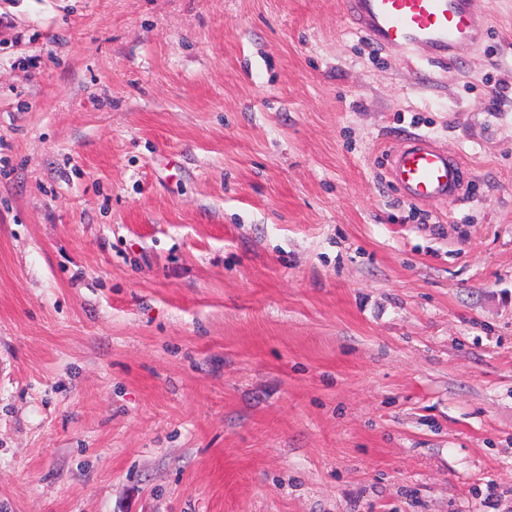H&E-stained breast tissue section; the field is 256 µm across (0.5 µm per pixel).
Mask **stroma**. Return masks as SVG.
Wrapping results in <instances>:
<instances>
[{
  "instance_id": "obj_1",
  "label": "stroma",
  "mask_w": 512,
  "mask_h": 512,
  "mask_svg": "<svg viewBox=\"0 0 512 512\" xmlns=\"http://www.w3.org/2000/svg\"><path fill=\"white\" fill-rule=\"evenodd\" d=\"M0 0V512H512V0ZM428 80H419V72ZM416 132L467 191L406 200ZM357 30L377 50L404 61L461 60L481 42L487 15L477 0H343Z\"/></svg>"
}]
</instances>
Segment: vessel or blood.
<instances>
[{
  "label": "vessel or blood",
  "mask_w": 512,
  "mask_h": 512,
  "mask_svg": "<svg viewBox=\"0 0 512 512\" xmlns=\"http://www.w3.org/2000/svg\"><path fill=\"white\" fill-rule=\"evenodd\" d=\"M343 8L374 48L408 62L462 59L479 46L487 23L477 0H343ZM388 178L416 203L453 199L464 187L460 161L423 135L391 152Z\"/></svg>",
  "instance_id": "obj_1"
}]
</instances>
